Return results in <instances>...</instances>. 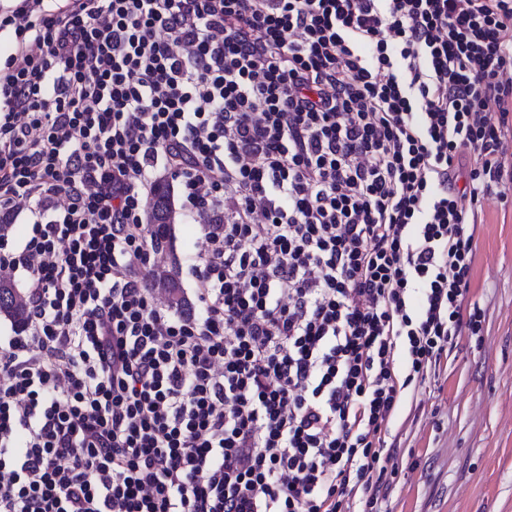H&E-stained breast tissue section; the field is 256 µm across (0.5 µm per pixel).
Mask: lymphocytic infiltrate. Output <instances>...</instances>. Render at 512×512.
<instances>
[{"instance_id":"lymphocytic-infiltrate-1","label":"lymphocytic infiltrate","mask_w":512,"mask_h":512,"mask_svg":"<svg viewBox=\"0 0 512 512\" xmlns=\"http://www.w3.org/2000/svg\"><path fill=\"white\" fill-rule=\"evenodd\" d=\"M0 75V512H380L402 393L512 188V0H19ZM200 223L159 304V174ZM464 188H457L458 177ZM25 280L24 272H19L14 279L15 284L6 281L0 287V336L4 344L7 336H11V323L16 327H21L26 319V304L21 295H23V283ZM22 291H20V289ZM24 296V295H23ZM6 319H5V318ZM8 319V320H7ZM11 322H10V321Z\"/></svg>"}]
</instances>
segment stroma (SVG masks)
Wrapping results in <instances>:
<instances>
[{"label":"stroma","mask_w":512,"mask_h":512,"mask_svg":"<svg viewBox=\"0 0 512 512\" xmlns=\"http://www.w3.org/2000/svg\"><path fill=\"white\" fill-rule=\"evenodd\" d=\"M174 252L154 264L176 266L186 299L199 225L177 220ZM466 308L482 331L457 336L407 395L385 440L397 449L383 512H512V196L486 199L479 216Z\"/></svg>","instance_id":"1"}]
</instances>
